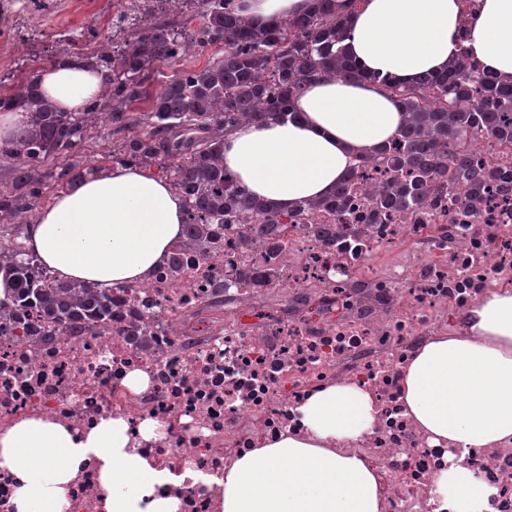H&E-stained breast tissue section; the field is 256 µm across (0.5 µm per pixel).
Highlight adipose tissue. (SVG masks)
<instances>
[{
    "label": "adipose tissue",
    "instance_id": "obj_1",
    "mask_svg": "<svg viewBox=\"0 0 512 512\" xmlns=\"http://www.w3.org/2000/svg\"><path fill=\"white\" fill-rule=\"evenodd\" d=\"M312 0H237L256 22L296 17ZM348 20L346 54L367 70L407 84L447 68L459 49L485 69L512 75V0H476L467 43L459 41L460 0H340ZM40 90L60 111L99 101L95 69L51 64ZM294 120L246 122L221 144L224 167L259 199L289 211L330 194L367 154L392 138L404 115L396 97L368 82L326 79L307 86ZM185 221L171 182L115 164L57 195L27 227V245L58 277L103 289L147 281L169 254ZM405 403L434 445L512 443V294L492 292L472 309L466 336H434L403 379ZM307 438L283 436L242 455L224 472L223 512H380L375 470L337 452L373 422L370 394L335 384L300 409ZM95 462L106 512H176L167 482L130 444L123 419L104 418L86 434L48 418H28L0 432V467L16 478L12 512H63L80 466ZM437 488L449 512H486L488 487L462 467L442 471Z\"/></svg>",
    "mask_w": 512,
    "mask_h": 512
}]
</instances>
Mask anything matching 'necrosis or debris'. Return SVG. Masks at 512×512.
<instances>
[{"label":"necrosis or debris","mask_w":512,"mask_h":512,"mask_svg":"<svg viewBox=\"0 0 512 512\" xmlns=\"http://www.w3.org/2000/svg\"><path fill=\"white\" fill-rule=\"evenodd\" d=\"M490 181L434 187L423 208L367 219L390 173L369 167L349 207L279 224L280 273L244 283L265 250L239 247L252 225L224 229L204 255L176 250L147 284L112 291V324L62 336L36 311L0 323V431L50 417L78 433L100 419L130 430L158 423L139 452L168 472L178 512H221L236 459L284 434L303 435L298 409L332 384L373 396L374 421L339 451L376 470L380 512H445L436 479L457 464L491 488L488 512H512V443L435 446L407 415L401 378L430 337L468 333L471 309L512 290V142L469 145ZM140 373L145 390L126 380ZM64 512H105L94 466L77 474Z\"/></svg>","instance_id":"necrosis-or-debris-1"}]
</instances>
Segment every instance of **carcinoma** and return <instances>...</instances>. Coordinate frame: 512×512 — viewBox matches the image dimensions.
I'll return each instance as SVG.
<instances>
[{"label":"carcinoma","mask_w":512,"mask_h":512,"mask_svg":"<svg viewBox=\"0 0 512 512\" xmlns=\"http://www.w3.org/2000/svg\"><path fill=\"white\" fill-rule=\"evenodd\" d=\"M180 9L196 5L201 21L190 32L153 23L154 0H128L115 26L135 29L134 39L113 47L112 38L89 25L80 37L94 45L76 50L75 37L65 36L56 61H85L101 71L106 90L91 112H59L39 90L37 72L0 95V109L25 113L11 141L0 143V160L12 164L9 189H0V270L15 283L13 304L37 308L67 333L84 317L112 318V290L79 280L40 278L38 257L20 242L42 196L50 188L72 190L99 170L82 166L74 153L94 128L121 124L131 105L149 102L142 133L119 148V161L139 167L157 165L186 203L185 224L191 226L185 246L203 251L215 240V228L228 224L271 225L295 216L252 195L218 160L221 138L245 122L286 119L294 100L316 78L375 82L399 98L405 121L395 136L365 162L385 160L390 184L378 192L373 214L417 210L429 184L448 177V168L474 178L463 146L483 134L512 141V78L487 81L474 66L458 58L448 70L426 73L416 86L366 72L342 51L346 22L336 15V0H313L310 11L256 25L239 15L235 0H167ZM215 51L201 67L177 70L163 85L145 86L150 74L190 51ZM353 169L336 191L306 203L311 210L345 206L357 177Z\"/></svg>","instance_id":"obj_1"}]
</instances>
